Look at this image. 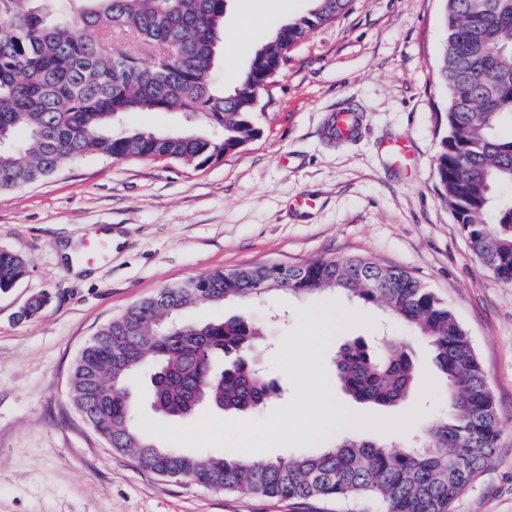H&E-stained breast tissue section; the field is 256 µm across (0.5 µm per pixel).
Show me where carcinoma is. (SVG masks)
<instances>
[{
  "instance_id": "cac0c4a2",
  "label": "carcinoma",
  "mask_w": 512,
  "mask_h": 512,
  "mask_svg": "<svg viewBox=\"0 0 512 512\" xmlns=\"http://www.w3.org/2000/svg\"><path fill=\"white\" fill-rule=\"evenodd\" d=\"M31 0H0V193L50 177L88 155L114 160L175 161L203 169L257 134L251 113L258 88L274 80L282 55L276 37L256 49L229 89L216 87L224 40V0H95L54 24ZM352 0H314L316 12L279 27L294 42L345 14ZM441 79L448 94L447 136L435 177L471 251L497 277L512 281V0H445ZM81 29L96 36L85 38ZM150 50L128 54L127 40ZM130 112H183L193 125L176 133L113 127ZM28 271L26 259L0 249V291ZM209 302L260 299L271 292L300 298L330 292L384 305L431 349L448 394V415L433 416L419 439L425 448L394 450L352 437L302 455L267 461L165 448L138 429L129 382L149 378L153 409L188 420L204 403L254 413L271 398L267 376L251 362L260 333L245 320L186 322L197 297L183 288L144 299L104 324L98 344L78 354L70 391L112 450L143 470L224 493L292 500L366 499L382 512H448L481 471L497 436L493 396L455 314L406 269L373 260L325 258L274 268L216 270L202 276ZM336 369L343 390L369 407L396 406L414 392L415 351L386 344H347Z\"/></svg>"
}]
</instances>
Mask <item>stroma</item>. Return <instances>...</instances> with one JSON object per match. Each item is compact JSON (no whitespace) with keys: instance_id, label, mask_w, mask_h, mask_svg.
Returning a JSON list of instances; mask_svg holds the SVG:
<instances>
[{"instance_id":"1","label":"stroma","mask_w":512,"mask_h":512,"mask_svg":"<svg viewBox=\"0 0 512 512\" xmlns=\"http://www.w3.org/2000/svg\"><path fill=\"white\" fill-rule=\"evenodd\" d=\"M310 7L227 0L219 78L243 72L251 58L232 38L237 28L261 21V45ZM444 12L445 0H353L262 91L252 115L258 137L204 169L91 155L0 193V249L29 263L24 279L0 291V512H364L359 502L225 494L141 470L91 429L69 389L72 365L98 329L161 288L216 270L350 256L405 268L456 313L491 389L498 437L450 512H512V282L470 251L434 177L447 134ZM340 109L362 121L354 137L334 141L324 126ZM402 138L410 154L391 155L387 144ZM99 232L112 240L106 259L74 270L62 247ZM42 295L40 313L19 319ZM185 315L241 317L259 328L260 367L282 391L256 414L204 407L172 422L153 411L149 382L138 377L130 390L139 428L159 445L262 461L360 434L400 449L430 416L448 412L417 338L420 378L407 402L367 410L342 391L334 365L342 344L406 333L383 307L269 295L198 300ZM328 397L347 421L336 420Z\"/></svg>"}]
</instances>
